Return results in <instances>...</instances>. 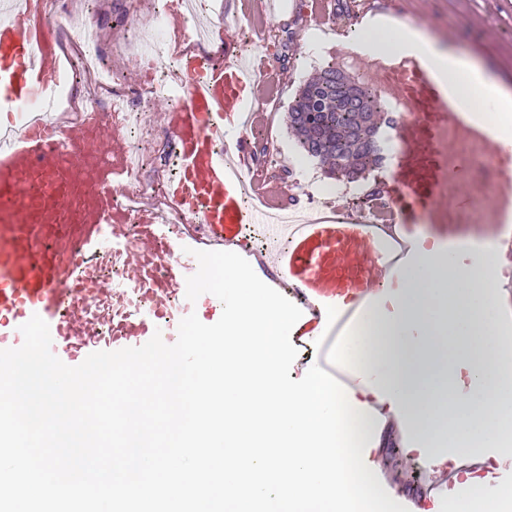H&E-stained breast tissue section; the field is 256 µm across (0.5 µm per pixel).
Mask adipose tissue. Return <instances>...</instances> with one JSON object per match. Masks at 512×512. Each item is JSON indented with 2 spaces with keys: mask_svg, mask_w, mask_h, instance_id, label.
I'll list each match as a JSON object with an SVG mask.
<instances>
[{
  "mask_svg": "<svg viewBox=\"0 0 512 512\" xmlns=\"http://www.w3.org/2000/svg\"><path fill=\"white\" fill-rule=\"evenodd\" d=\"M365 56H420L459 105L512 147V92L475 63L413 25L371 19L355 43ZM413 261L390 268L382 291L336 352L352 380L364 446L397 429L401 447L432 455L489 449L512 465V317L500 289L512 286L506 236L438 242L397 228Z\"/></svg>",
  "mask_w": 512,
  "mask_h": 512,
  "instance_id": "ef3b65f1",
  "label": "adipose tissue"
}]
</instances>
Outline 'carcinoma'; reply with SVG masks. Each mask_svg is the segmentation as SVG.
<instances>
[{
    "label": "carcinoma",
    "instance_id": "1",
    "mask_svg": "<svg viewBox=\"0 0 512 512\" xmlns=\"http://www.w3.org/2000/svg\"><path fill=\"white\" fill-rule=\"evenodd\" d=\"M380 111L375 93L328 66L301 87L289 112V128L306 156L348 177L381 165L371 144Z\"/></svg>",
    "mask_w": 512,
    "mask_h": 512
}]
</instances>
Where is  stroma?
<instances>
[{
    "instance_id": "stroma-1",
    "label": "stroma",
    "mask_w": 512,
    "mask_h": 512,
    "mask_svg": "<svg viewBox=\"0 0 512 512\" xmlns=\"http://www.w3.org/2000/svg\"><path fill=\"white\" fill-rule=\"evenodd\" d=\"M287 9L244 11L241 0H209L199 12L197 23L210 26L220 41L237 46L242 53L265 57L266 68L259 75V99L251 101L250 111L262 112L266 122L257 131L229 136L228 144L267 142L272 155L267 162L253 163L273 212L283 204L298 199V208L309 211L310 198L328 201L330 208L350 211L358 208L359 194L370 191L398 169L401 144H394L386 164L356 178L355 189H347L346 178L336 177L318 160L310 165L320 178L335 187V196H327L313 182L302 181L295 169L293 156L299 147L288 128V110L300 87L316 69L334 65L345 72L354 84L375 86L373 76L363 70L357 59L337 58L335 49L310 50L305 42L308 31L317 30L328 40L354 37L361 29L359 14L387 15L400 24L422 27L441 43L452 46L478 61L504 87L512 91V0H397L386 7L383 0H288ZM428 225L450 239L488 236L498 233L499 225L476 224L471 214L447 210L446 214L425 217ZM337 339L330 330L299 346L290 377L297 380L314 364L331 365ZM375 473L386 492L400 504L410 496L421 495L422 481L413 479L414 466L428 465L424 456L406 458L392 446L371 451Z\"/></svg>"
}]
</instances>
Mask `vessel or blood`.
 <instances>
[{
	"instance_id": "b4317fda",
	"label": "vessel or blood",
	"mask_w": 512,
	"mask_h": 512,
	"mask_svg": "<svg viewBox=\"0 0 512 512\" xmlns=\"http://www.w3.org/2000/svg\"><path fill=\"white\" fill-rule=\"evenodd\" d=\"M186 3L169 0L166 15L185 97L168 115L180 150L167 196L196 215L197 244L222 251L240 245L243 200L256 195L257 185L241 147L221 151L216 142L255 125L244 100L256 71L238 56L201 72L183 47ZM62 66L45 0H15L0 19V112L14 114L21 127L13 140L0 141V350L20 347L21 325L37 315L49 325L52 353L76 366L93 352L138 347L156 334L174 344L173 313L165 302L185 293L198 266L194 257L180 255L179 238L155 208H137L130 219L116 211L113 191L128 170L111 122L53 126L33 117ZM369 67L402 115L395 129L404 145L399 170L381 189L385 224L374 228L344 215L317 214L297 224L277 219L270 229L280 248L247 256L251 266L268 272L269 286L292 292L316 323L329 303L337 322L359 314L389 267L408 259L409 248L384 244L393 227L449 203L472 210L478 192L492 197L480 221L498 224L512 213V151L474 121L418 57L373 58ZM461 181L468 193L449 196V185ZM101 253L123 268L125 291L97 274L94 260ZM427 487L432 495L445 488L467 493L451 471L435 472Z\"/></svg>"
}]
</instances>
